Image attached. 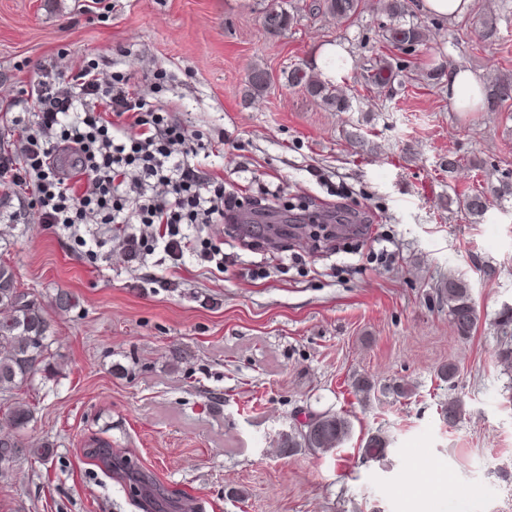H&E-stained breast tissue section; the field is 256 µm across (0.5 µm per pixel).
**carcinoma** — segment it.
Listing matches in <instances>:
<instances>
[{
	"mask_svg": "<svg viewBox=\"0 0 512 512\" xmlns=\"http://www.w3.org/2000/svg\"><path fill=\"white\" fill-rule=\"evenodd\" d=\"M362 0H323L321 8L340 19L349 20L361 8ZM382 11L395 24L386 30V40L399 50L418 45L429 38L426 27L418 22L402 23L406 15L407 0H380ZM294 16L275 3L265 13L264 27L276 35L293 22ZM397 76L391 62L382 60L374 68L371 82L376 86H391ZM288 84L300 87L338 112L349 108L348 100L334 86L318 75L302 68L288 73ZM512 196V181L490 183L481 191L464 197L459 205L469 215L482 217L489 208V198L503 199ZM438 294L441 302L448 305V316L461 337H468L477 326L479 317L469 285L454 276L443 281ZM9 316L0 319V401L6 405L0 415V477L12 471L13 464L23 457H34L46 462L53 454L52 444L42 443L35 448L29 445L26 430L34 420V407L19 396L18 390L38 381L47 383L60 375L56 359L51 352L52 319L41 302L18 288L13 269L0 264V308ZM501 343L498 360L512 369V307L503 309L496 323ZM352 433L350 419L341 413L326 411L307 416L301 426L279 435L277 446L296 452L302 448L314 453H329L349 439ZM389 440L381 432L367 436L362 446L364 455L380 460L386 456ZM86 457L105 473L129 487L144 512H155L163 507L156 483L142 473L137 462L112 452V446L93 438L84 448Z\"/></svg>",
	"mask_w": 512,
	"mask_h": 512,
	"instance_id": "carcinoma-1",
	"label": "carcinoma"
}]
</instances>
